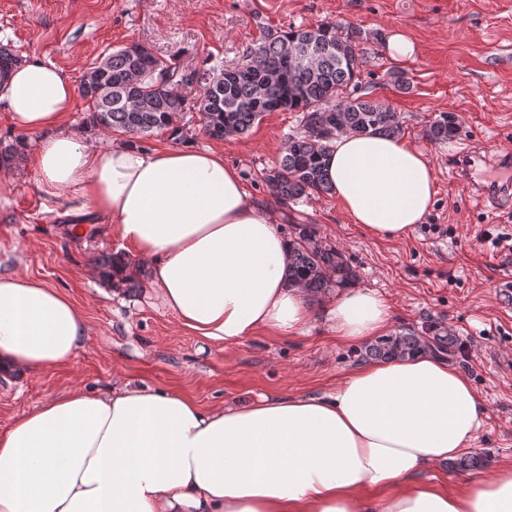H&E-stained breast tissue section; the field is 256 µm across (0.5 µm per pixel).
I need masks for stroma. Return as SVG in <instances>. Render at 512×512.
Here are the masks:
<instances>
[{
    "label": "stroma",
    "mask_w": 512,
    "mask_h": 512,
    "mask_svg": "<svg viewBox=\"0 0 512 512\" xmlns=\"http://www.w3.org/2000/svg\"><path fill=\"white\" fill-rule=\"evenodd\" d=\"M344 20L371 37L356 93L397 113L401 137L429 160L437 199L427 223L401 240L374 238L352 224L334 195L287 205L265 186L263 172L282 154L298 128L296 113H265L246 134L216 140L201 129L192 103L198 86L182 89L189 104L177 117L178 135L159 131L133 139L151 150L179 142L219 150L240 170L246 191L289 220L310 225L356 271V286L376 291L388 305L391 332L435 324L460 343L452 366L465 373L484 407L473 449L486 454L479 470L490 477L512 462V252L480 241L488 225L512 233V210L476 203L458 186L449 162L469 146L481 161L475 182L512 179L490 164L512 144V0H0V45L20 60L36 57L81 83L92 63L139 43L181 69L210 60L238 62L268 28L285 30ZM404 31L418 53L392 59L385 39ZM404 73L400 89L394 73ZM454 115L460 133L435 143L425 130L440 115ZM10 179V206L0 209V271L40 279L85 312L89 334L72 361L14 380L0 378V432L20 415L67 390L94 393L128 385L175 390L201 406L249 404L280 395L331 391L365 349L337 341L327 311L335 294L310 301L302 334L256 335L221 345L181 328L140 269L133 289H113L96 264L98 255L127 251L108 224L72 232L78 215L60 214L37 188L33 164L0 166ZM443 225V233L432 225Z\"/></svg>",
    "instance_id": "35a3bbf8"
}]
</instances>
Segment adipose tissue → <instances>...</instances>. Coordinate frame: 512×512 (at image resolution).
<instances>
[{
	"label": "adipose tissue",
	"mask_w": 512,
	"mask_h": 512,
	"mask_svg": "<svg viewBox=\"0 0 512 512\" xmlns=\"http://www.w3.org/2000/svg\"><path fill=\"white\" fill-rule=\"evenodd\" d=\"M75 84L31 59L0 73V104L35 140L40 192L78 206L148 261L178 324L216 343L303 332L304 289L283 279L288 241L239 169L214 150L109 147L65 127ZM333 193L369 235L407 237L437 195L424 154L392 136L338 137ZM337 340L385 335L390 309L349 287ZM83 309L41 280L0 273V372L68 364ZM483 423L468 377L423 354L364 364L325 394L211 408L175 391L72 389L0 433V512H512V463L447 492L423 479L472 446Z\"/></svg>",
	"instance_id": "1"
}]
</instances>
